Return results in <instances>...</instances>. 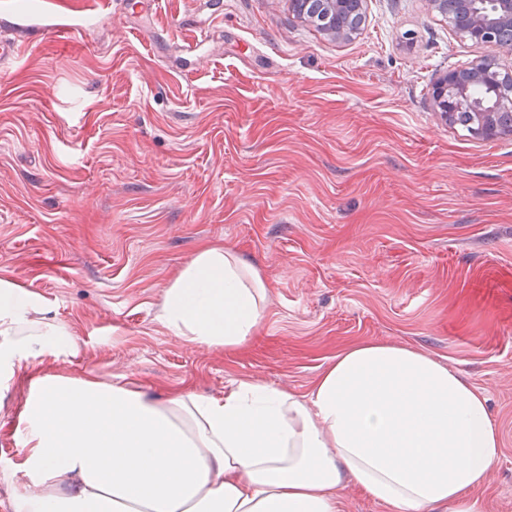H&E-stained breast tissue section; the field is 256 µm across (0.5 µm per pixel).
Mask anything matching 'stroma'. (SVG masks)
<instances>
[{
	"instance_id": "35a3bbf8",
	"label": "stroma",
	"mask_w": 512,
	"mask_h": 512,
	"mask_svg": "<svg viewBox=\"0 0 512 512\" xmlns=\"http://www.w3.org/2000/svg\"><path fill=\"white\" fill-rule=\"evenodd\" d=\"M54 20L71 30L29 31L0 62V277L79 352L0 391V512L22 488L30 373L305 395L368 342L440 359L486 397L500 455L481 512H512V136L476 139L431 107L437 77L483 48L428 0H367L341 43L289 0H60ZM204 243L269 288L243 346L157 319Z\"/></svg>"
}]
</instances>
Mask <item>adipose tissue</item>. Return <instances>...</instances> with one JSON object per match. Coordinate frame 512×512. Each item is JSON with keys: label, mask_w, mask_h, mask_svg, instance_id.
Returning a JSON list of instances; mask_svg holds the SVG:
<instances>
[{"label": "adipose tissue", "mask_w": 512, "mask_h": 512, "mask_svg": "<svg viewBox=\"0 0 512 512\" xmlns=\"http://www.w3.org/2000/svg\"><path fill=\"white\" fill-rule=\"evenodd\" d=\"M268 289L234 251L201 246L165 291L177 337L237 347ZM38 296L0 278V389L39 358L75 355ZM25 484L14 512H337L345 479L395 512H480L499 456L486 398L448 364L364 343L337 354L308 395L233 382L223 394H147L134 378H35L18 414Z\"/></svg>", "instance_id": "obj_1"}]
</instances>
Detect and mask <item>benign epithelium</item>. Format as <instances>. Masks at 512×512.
Masks as SVG:
<instances>
[{"mask_svg":"<svg viewBox=\"0 0 512 512\" xmlns=\"http://www.w3.org/2000/svg\"><path fill=\"white\" fill-rule=\"evenodd\" d=\"M315 0H290L300 19L317 27L336 41H348L361 34L362 27L349 24L350 6L354 0H320L331 16L330 24L317 23L312 3ZM480 0H456V12L447 16V0H428L430 9L448 17V25L459 37L488 47L493 53L480 56L462 68L444 72L433 87L434 110L448 125L460 112L471 116V132L477 138L491 141L501 136L498 117L512 112V41L503 33L512 30V0H492L489 12L477 7ZM481 87L488 98L477 101L472 91Z\"/></svg>","mask_w":512,"mask_h":512,"instance_id":"7a95c632","label":"benign epithelium"}]
</instances>
